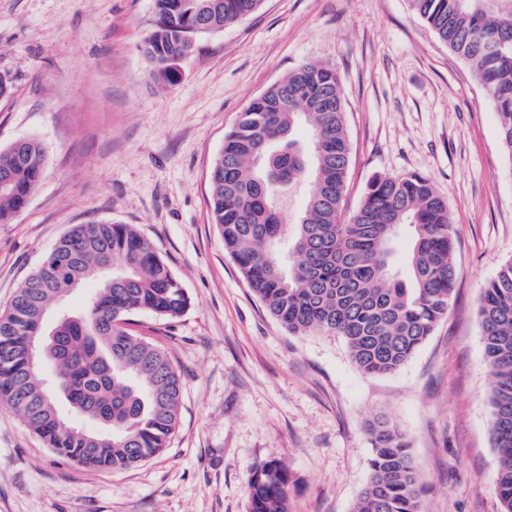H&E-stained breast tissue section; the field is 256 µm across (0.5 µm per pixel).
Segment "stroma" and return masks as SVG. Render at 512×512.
<instances>
[{
  "label": "stroma",
  "instance_id": "1",
  "mask_svg": "<svg viewBox=\"0 0 512 512\" xmlns=\"http://www.w3.org/2000/svg\"><path fill=\"white\" fill-rule=\"evenodd\" d=\"M155 0H0V147L45 151L27 208L0 223V309L75 225L131 224L190 297L180 317L140 311L182 382L179 425L142 464L56 458L0 405V512H251L266 461L290 473L288 512H351L369 477V419L385 415L423 475L421 512H499L477 309L512 259V155L470 65L410 0H262L195 36L179 79L142 53ZM307 62L335 66L350 163L343 205L377 176H426L448 205L456 281L447 316L395 373L371 375L343 338L284 328L249 289L212 220L210 169L247 104Z\"/></svg>",
  "mask_w": 512,
  "mask_h": 512
}]
</instances>
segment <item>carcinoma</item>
I'll use <instances>...</instances> for the list:
<instances>
[{"label":"carcinoma","instance_id":"obj_1","mask_svg":"<svg viewBox=\"0 0 512 512\" xmlns=\"http://www.w3.org/2000/svg\"><path fill=\"white\" fill-rule=\"evenodd\" d=\"M261 0H155L156 21L143 43L151 76L172 84L177 62L199 33L254 13ZM435 35L473 68L499 119L512 156V0H411ZM310 121L309 145L293 134ZM350 144L336 68L305 63L253 99L224 135L213 161L210 207L224 248L267 311L292 332L342 337L367 374L399 370L447 315L455 283V238L448 207L420 174L377 176L345 221L342 208ZM45 153L34 137L0 148L9 188L0 192V223L24 211L41 180ZM309 183L293 234L282 223L283 188ZM411 232L405 270L394 268V243ZM291 238V263L281 243ZM77 251L72 271L96 283L84 308L51 331L34 305L66 296L51 271L37 268L0 311V404L58 457L83 468H130L166 447L179 422L182 387L166 351L128 328L148 311L173 319L190 299L152 244L130 224H79L52 249ZM116 283L106 287L108 278ZM486 367L492 377L491 437L498 456L501 512H512V260L484 286L478 305ZM55 340L46 363L56 368L71 418L59 421L26 368L30 336ZM94 421L90 433L72 418ZM370 474L352 512H421L422 474L407 436L387 418L367 425ZM288 467L273 459L250 481L251 512H288Z\"/></svg>","mask_w":512,"mask_h":512}]
</instances>
